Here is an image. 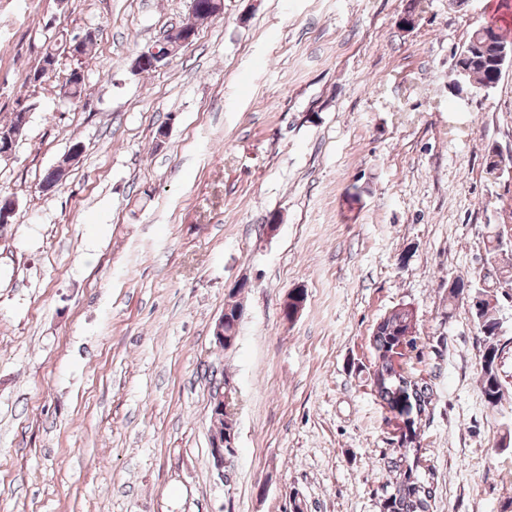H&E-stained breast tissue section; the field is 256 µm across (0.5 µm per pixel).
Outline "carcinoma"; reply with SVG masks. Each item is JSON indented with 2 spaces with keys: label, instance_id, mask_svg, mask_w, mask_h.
Returning <instances> with one entry per match:
<instances>
[{
  "label": "carcinoma",
  "instance_id": "cac0c4a2",
  "mask_svg": "<svg viewBox=\"0 0 512 512\" xmlns=\"http://www.w3.org/2000/svg\"><path fill=\"white\" fill-rule=\"evenodd\" d=\"M219 10L217 0H197L194 18L205 20ZM56 44L47 45L41 58V64L33 70L29 81L37 83L53 69L55 62L49 60L50 53L58 52ZM498 53L494 44H488L473 31L456 59V66L466 72L467 82L478 90L494 89L502 77ZM66 95L70 99L81 98L84 91V75L80 68L71 70L66 84ZM28 123L20 113L13 112L9 119L0 123V132L17 133L24 136ZM512 240H505L499 231L489 235L487 255L494 258L507 248ZM469 287L470 308L477 322L479 332L486 341L481 364V391L487 402L494 404L501 400L503 384L499 373L498 360L502 348L496 341L498 321L488 315L490 308V290L475 285L472 281L457 276L448 287V301H457V291ZM417 312L414 308L401 305L384 316L375 325L371 335L372 354L375 370L371 375V388L382 401L385 409L392 415L400 416L406 428L417 434L418 425L429 412L432 403V388L423 377H417L406 371L401 359L416 348L417 337L408 335L417 325ZM422 448L409 445L405 448H393V454L387 461L389 472L393 474L390 488L385 490L381 507L383 512H432L435 499L434 483L423 478L420 473Z\"/></svg>",
  "mask_w": 512,
  "mask_h": 512
}]
</instances>
